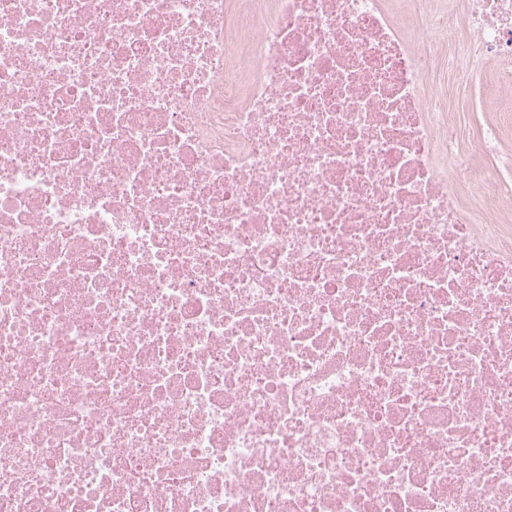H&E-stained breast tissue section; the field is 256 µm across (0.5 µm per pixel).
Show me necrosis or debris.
<instances>
[{
    "instance_id": "4bbe7bcc",
    "label": "necrosis or debris",
    "mask_w": 512,
    "mask_h": 512,
    "mask_svg": "<svg viewBox=\"0 0 512 512\" xmlns=\"http://www.w3.org/2000/svg\"><path fill=\"white\" fill-rule=\"evenodd\" d=\"M0 0V512H512V0ZM441 52L447 58L444 68L436 76V81H440L441 88L447 95L449 110L464 113L466 119L474 125L491 121L493 113L476 109L474 103L478 99L498 94L491 83L494 62L487 60L481 71L470 73L467 81H462L458 77L456 66L448 68V46L443 47Z\"/></svg>"
}]
</instances>
